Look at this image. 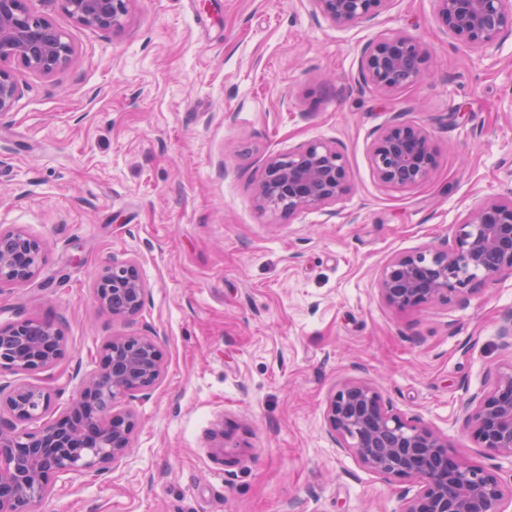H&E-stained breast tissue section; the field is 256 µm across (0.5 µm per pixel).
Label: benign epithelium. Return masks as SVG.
Instances as JSON below:
<instances>
[{"label": "benign epithelium", "instance_id": "benign-epithelium-1", "mask_svg": "<svg viewBox=\"0 0 512 512\" xmlns=\"http://www.w3.org/2000/svg\"><path fill=\"white\" fill-rule=\"evenodd\" d=\"M134 0H63L74 21L103 33L125 24ZM316 13L337 26L370 19L387 0H310ZM448 32L474 52L484 53L512 25V0H432ZM74 45L26 0H0V116L21 96L14 66L53 77L73 63ZM430 53L418 37L401 33L367 44L361 51L360 79L390 93L413 87L429 75ZM373 172L384 185L413 188L426 183L437 164L431 134L396 122L370 146ZM343 153L325 142L298 146L267 160L257 177L260 209L285 214L334 205L347 193ZM44 241L20 229H0V288L29 282L45 259ZM512 275V197L488 199L455 225L452 240L391 258L377 278L389 307L404 311L431 304L465 302L478 287ZM148 284L135 260L112 259L95 277L98 306L119 320L144 308ZM68 350L55 322L22 319L0 325V373L12 375L49 368ZM155 337L148 333L114 336L60 415L43 424L54 395L23 382L0 383V512H36L54 480L87 469L103 471L121 459L136 428L130 411L115 407L135 392L149 390L163 372ZM336 447L351 453L368 472L411 481L401 512H508L512 487L498 467L455 456L448 436L409 419L370 382L352 380L333 391L323 413ZM34 424L17 429L16 424ZM462 428L492 457L512 463V364L494 370L489 385L463 407Z\"/></svg>", "mask_w": 512, "mask_h": 512}]
</instances>
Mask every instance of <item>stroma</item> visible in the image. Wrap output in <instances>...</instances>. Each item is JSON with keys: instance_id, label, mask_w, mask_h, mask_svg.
<instances>
[{"instance_id": "stroma-1", "label": "stroma", "mask_w": 512, "mask_h": 512, "mask_svg": "<svg viewBox=\"0 0 512 512\" xmlns=\"http://www.w3.org/2000/svg\"><path fill=\"white\" fill-rule=\"evenodd\" d=\"M30 4L77 54L50 78L16 68L22 96L0 117V228L46 244L26 286L0 288V323L62 327L66 356L24 377L55 392L52 418L111 337L151 330L164 361L151 391L123 403L137 418L126 457L58 478L37 512H401L408 482L366 472L325 433L326 399L349 379L492 464L461 411L512 362L499 337L512 275L410 311L385 305L377 278L483 200L512 196V28L475 53L431 0H388L347 27L310 0H134L109 34L61 0ZM401 31L430 48L431 78L361 87L363 47ZM398 119L432 134L422 186L372 172L370 145ZM312 141L343 152L349 192L289 217L260 210L266 160ZM128 257L150 292L122 322L92 282Z\"/></svg>"}]
</instances>
